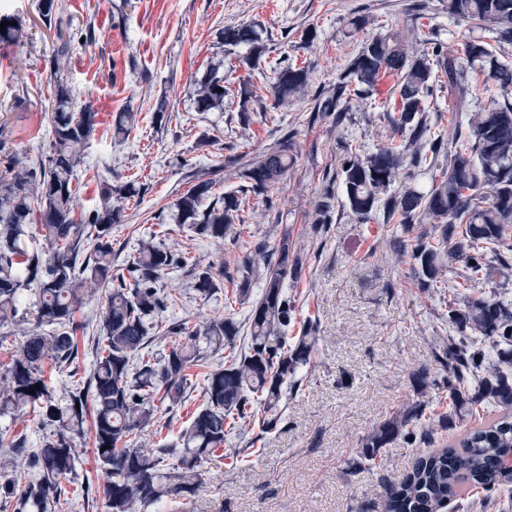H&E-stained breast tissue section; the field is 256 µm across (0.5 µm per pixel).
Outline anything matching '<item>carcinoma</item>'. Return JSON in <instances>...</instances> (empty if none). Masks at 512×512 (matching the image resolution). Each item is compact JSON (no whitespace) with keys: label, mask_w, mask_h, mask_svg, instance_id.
<instances>
[{"label":"carcinoma","mask_w":512,"mask_h":512,"mask_svg":"<svg viewBox=\"0 0 512 512\" xmlns=\"http://www.w3.org/2000/svg\"><path fill=\"white\" fill-rule=\"evenodd\" d=\"M448 12L469 20L492 35L504 51L512 47V0H448ZM39 18L53 32L50 59L55 111L51 119V152L46 159L19 162L0 176V326L12 322L19 311L22 291L35 290L38 325L52 334L26 337L10 355L0 373V415L27 405H40L46 419L57 427L40 447L29 450L15 439L0 448V474L24 461L38 472L19 512H51L58 507L61 482L75 469L73 444L90 429L97 460L106 474L102 493L111 512H138L166 502L187 504L198 490L202 467L224 459L228 431L255 424L262 434L272 432L281 420L288 391L299 385L298 372L314 352V324L288 336L296 313L286 291L304 266V253L284 233L273 248L262 242L243 258L237 272L239 299L250 297V279L262 281L258 299L248 314V342L241 353L233 351L239 325L231 318H215L173 331L182 342L158 355L146 350L148 321L168 307L169 298L157 288L160 276L186 258L153 240L141 241L130 263L132 287L112 286V225L126 221L125 202L135 194L129 183L109 184L89 211L74 219L76 171L83 163V148L96 128L97 113L90 103L77 105L67 73L74 46L84 34L75 28L66 0H40ZM226 45L247 44L240 59L249 70L260 67L267 48L255 29L246 24L221 31ZM492 44V45H494ZM483 38L469 40L466 62L439 59V50H408L401 40L373 38L350 60L333 93L314 96L316 117L345 118L351 93L367 92L386 73L397 76L396 110L383 113L388 126L401 137L395 147L359 151L344 160L341 177L350 212L362 221L383 212L386 223L397 221L407 239L395 243L400 256H409L418 285L445 287V275L461 279L460 288L475 289L494 277L509 282L512 268L505 262L491 265L487 253L512 252V64L501 60ZM442 75H437L434 66ZM492 80L501 101L471 114L463 140L453 139L448 168L432 180L426 191L404 186L395 195L388 189L400 179L404 164L419 168L427 163L425 143L432 153L442 139H431L423 100L435 80L447 78L457 109L468 107V70ZM270 78L274 105L298 100L307 92L309 70L291 63L277 65ZM224 76L215 66L201 78L195 91L198 112L224 110ZM292 142L283 137L261 155L250 159L241 173L245 183L218 198L208 199L212 182L202 180L175 202L179 223L195 236L219 243L240 237L242 212L250 196H266L288 173ZM489 197L481 196V190ZM427 222L430 230L415 231ZM37 224L44 246L29 244L28 228ZM224 270L195 264V286L200 296L218 290ZM103 288L106 305L99 316L95 338L96 363L86 392L69 393L65 407L52 403L44 365L72 363L78 355L75 322L90 294ZM448 375L434 376L422 366L411 375L418 395L431 390L448 392V414L439 427L453 430L485 402L496 404L503 415L468 431L458 445L418 457L398 483H387L385 512H442L452 502H462L466 492L481 490L467 501L472 512H512V498L500 496L512 485V299L495 294L474 297L457 294L448 302ZM499 347L493 359L478 338ZM224 367L205 374L204 403L179 436L178 446L146 447L131 437L148 426L157 407L173 409L187 399L191 367L226 348ZM40 388H34V385ZM34 393H29V390ZM426 404L415 401L373 427L362 439L348 469H368L381 449L401 439L408 444H431L435 428L425 424Z\"/></svg>","instance_id":"obj_1"}]
</instances>
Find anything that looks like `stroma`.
<instances>
[{
    "label": "stroma",
    "mask_w": 512,
    "mask_h": 512,
    "mask_svg": "<svg viewBox=\"0 0 512 512\" xmlns=\"http://www.w3.org/2000/svg\"><path fill=\"white\" fill-rule=\"evenodd\" d=\"M39 0H0V15L15 18L20 38L0 44V122L13 131L0 151V173L10 158L33 160L49 151L53 98L49 91L52 36L38 21ZM76 24L91 23L92 38L72 55L69 80L79 100L91 101L98 124L77 171L76 212L92 208L103 184L134 183L126 202L128 220L112 227V275L128 277V264L140 240L153 237L188 265L168 271L158 286L170 304L157 318L150 350L178 343L169 326L218 317L245 323L248 304L235 295L236 279L225 280L209 298L197 295L188 271L195 263L239 264L250 243H276L289 234L305 254L300 279L289 283L296 300V324L318 323L319 340L310 363L299 373L301 385L289 393L281 424L245 444L240 432L225 445L244 456L203 469L202 484L187 510L153 505L146 512H384V481L402 480L419 455L402 442L382 449L371 471L351 472L347 461L366 433L405 405L416 401L411 374L425 366L442 373L448 344L449 289L418 288L409 262L400 261L392 241L396 224L374 218L359 221L343 191L341 165L347 149L372 151L392 143V131L379 117L394 103L396 78L385 75L369 93L353 96L349 118L311 121L312 97L330 91L350 59L375 37L415 36L441 44L446 54L463 57L478 32L448 12V0H66ZM249 24L267 52L255 71L241 68L244 45L228 46L224 26ZM288 59L310 71L309 96L277 106L270 93V68ZM221 64L229 90L223 111L199 112L194 83ZM250 88L268 105L266 117L239 111L240 90ZM468 112L456 111L447 84L434 83L424 106L432 136L451 138L468 126L469 112L498 98L482 74H471ZM120 112L136 122L128 137L112 135ZM293 143V166L270 197L251 198L241 236L217 244L193 237L177 223L174 202L195 177L212 180L214 194L237 188L243 164L282 136ZM332 187L331 224L320 237L310 235L315 205ZM33 292H26L18 316L0 328V365L34 328ZM105 305L94 293L84 308L90 327L79 334V354L54 371V402L65 405L68 390L93 372V326ZM210 356L195 370L183 407L161 410L139 436L150 443L175 442L202 404L205 370L223 366ZM51 432L41 413L30 408L0 418V439H24L37 448ZM75 470L66 481L62 512H110L102 494L104 475L91 438L78 440Z\"/></svg>",
    "instance_id": "35a3bbf8"
}]
</instances>
